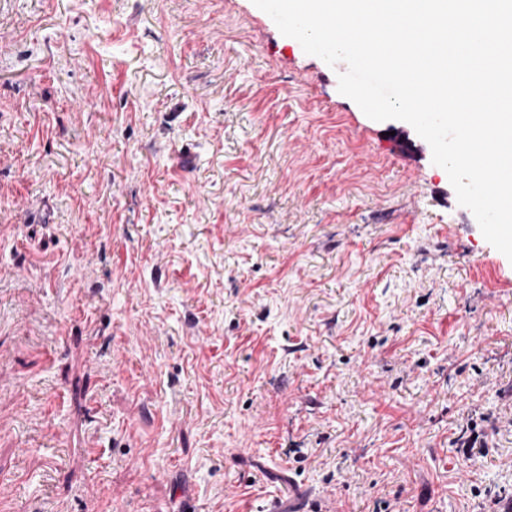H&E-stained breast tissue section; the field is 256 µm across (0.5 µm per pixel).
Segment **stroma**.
Segmentation results:
<instances>
[{"label":"stroma","instance_id":"obj_1","mask_svg":"<svg viewBox=\"0 0 512 512\" xmlns=\"http://www.w3.org/2000/svg\"><path fill=\"white\" fill-rule=\"evenodd\" d=\"M252 0H0V512L512 504V261Z\"/></svg>","mask_w":512,"mask_h":512}]
</instances>
